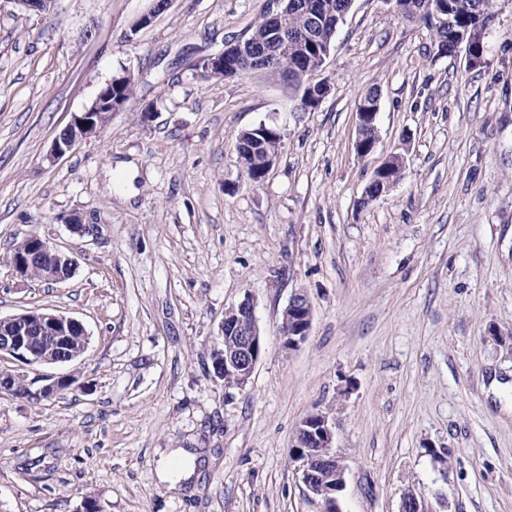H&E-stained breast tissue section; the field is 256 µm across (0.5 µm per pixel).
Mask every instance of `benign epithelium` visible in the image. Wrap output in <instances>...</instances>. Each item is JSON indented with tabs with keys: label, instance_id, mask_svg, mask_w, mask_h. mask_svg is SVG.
Returning <instances> with one entry per match:
<instances>
[{
	"label": "benign epithelium",
	"instance_id": "benign-epithelium-1",
	"mask_svg": "<svg viewBox=\"0 0 512 512\" xmlns=\"http://www.w3.org/2000/svg\"><path fill=\"white\" fill-rule=\"evenodd\" d=\"M283 0H270L267 15L270 36H279V45L288 44V37L279 30L285 14ZM476 40H461L457 51L464 52L466 66L476 69L483 65L484 54L476 52ZM251 40L236 39L224 43L218 54L198 58L203 66H230L250 55ZM134 76L126 68L112 77L98 91L91 105L73 115L71 121L55 137L47 159L54 163L74 152L80 145L97 137L114 112L122 109L112 104V86L132 85ZM357 116L356 149L369 155L378 140L375 119L379 102L359 103ZM35 252L32 257L44 265V280L63 283L70 279L74 260L60 252L50 241L31 238ZM312 323V305L303 292L291 295L282 311L280 335L288 349L299 347L309 335ZM78 338L82 345L70 355L58 354L60 346ZM88 339L82 322L60 313L33 309L0 318V359H11L24 365L64 364L78 358L85 350ZM218 348L213 354V378L224 382L226 388L243 389L251 382L255 368L264 352V339L255 316V304L246 296L224 311L219 326ZM73 384L71 377L45 378L43 384L31 392L35 399L47 400ZM334 423L329 414L313 412L299 423L292 458L297 463L300 478L309 495L324 503V512H340L338 494L344 487V466L334 446Z\"/></svg>",
	"mask_w": 512,
	"mask_h": 512
}]
</instances>
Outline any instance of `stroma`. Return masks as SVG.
Here are the masks:
<instances>
[{"label":"stroma","mask_w":512,"mask_h":512,"mask_svg":"<svg viewBox=\"0 0 512 512\" xmlns=\"http://www.w3.org/2000/svg\"><path fill=\"white\" fill-rule=\"evenodd\" d=\"M270 0H0V317L81 320L75 360L16 365L49 400L0 394V512H323L291 459L300 421L329 414L342 512H512V0H496L485 63L437 55L432 32L354 0L301 112L286 82L200 80L192 64L248 35ZM130 100L99 137L46 155L122 69ZM379 88V139L355 150ZM153 105L151 121L141 119ZM283 134L257 184L236 137ZM391 190L365 191L392 154ZM80 213L78 234L62 221ZM30 237L76 262L61 284L18 278ZM307 293L310 333L281 314ZM252 296L265 351L245 390L212 377L224 311ZM381 95L377 98L376 102L373 105H370L366 102L365 98H362L359 103L358 108H361V112H356L357 116V140H356V149L358 152L365 156L369 155L378 140V131L375 125V119L379 111V101ZM367 128L372 129V137L368 141L365 142L366 136L364 135V130ZM312 323V305L304 292H294L282 311L280 335L284 347L298 348L309 335Z\"/></svg>","instance_id":"1"}]
</instances>
